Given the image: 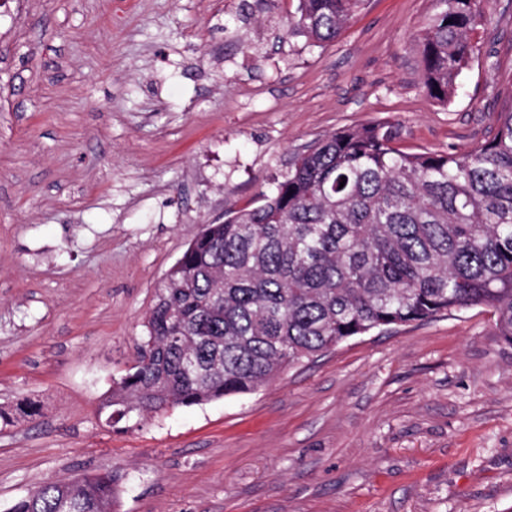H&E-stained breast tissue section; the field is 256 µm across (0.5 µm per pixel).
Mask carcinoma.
Here are the masks:
<instances>
[{
  "mask_svg": "<svg viewBox=\"0 0 512 512\" xmlns=\"http://www.w3.org/2000/svg\"><path fill=\"white\" fill-rule=\"evenodd\" d=\"M363 6L298 0L290 24L322 46ZM486 22L484 0H436L418 35L432 100L451 103ZM397 138L388 122L324 135L270 193L203 225L155 287L137 363L100 403L106 424L253 393L351 339L473 306L512 344V95L474 149L412 153ZM116 483L46 481L10 512H112Z\"/></svg>",
  "mask_w": 512,
  "mask_h": 512,
  "instance_id": "carcinoma-1",
  "label": "carcinoma"
}]
</instances>
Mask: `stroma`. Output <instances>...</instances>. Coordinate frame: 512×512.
<instances>
[{"mask_svg":"<svg viewBox=\"0 0 512 512\" xmlns=\"http://www.w3.org/2000/svg\"><path fill=\"white\" fill-rule=\"evenodd\" d=\"M297 0H13L0 16V512L121 477L112 512H512V345L484 308L394 326L256 392L128 428L98 415L156 284L201 225L322 135L393 123L408 152L490 136L512 0L448 106L421 80L435 0H368L326 46Z\"/></svg>","mask_w":512,"mask_h":512,"instance_id":"obj_1","label":"stroma"}]
</instances>
